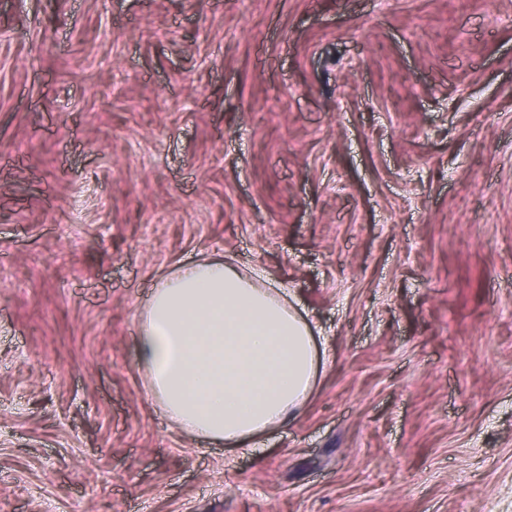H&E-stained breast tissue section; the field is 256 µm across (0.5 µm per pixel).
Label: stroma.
<instances>
[{
    "label": "stroma",
    "mask_w": 512,
    "mask_h": 512,
    "mask_svg": "<svg viewBox=\"0 0 512 512\" xmlns=\"http://www.w3.org/2000/svg\"><path fill=\"white\" fill-rule=\"evenodd\" d=\"M329 355L232 448L134 362L161 271ZM0 512H512V0H0Z\"/></svg>",
    "instance_id": "stroma-1"
}]
</instances>
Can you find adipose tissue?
Masks as SVG:
<instances>
[{"label":"adipose tissue","mask_w":512,"mask_h":512,"mask_svg":"<svg viewBox=\"0 0 512 512\" xmlns=\"http://www.w3.org/2000/svg\"><path fill=\"white\" fill-rule=\"evenodd\" d=\"M318 355L309 323L265 273L205 258L160 278L134 360L173 423L237 446L307 401Z\"/></svg>","instance_id":"ef3b65f1"}]
</instances>
